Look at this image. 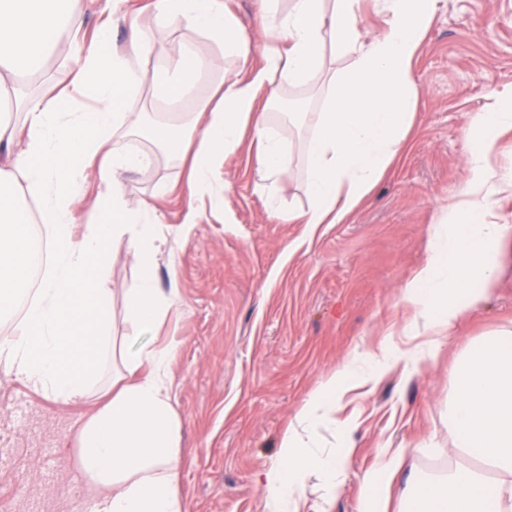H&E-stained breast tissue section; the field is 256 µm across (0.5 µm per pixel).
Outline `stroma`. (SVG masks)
<instances>
[{
	"mask_svg": "<svg viewBox=\"0 0 512 512\" xmlns=\"http://www.w3.org/2000/svg\"><path fill=\"white\" fill-rule=\"evenodd\" d=\"M245 25L252 53L247 64L222 55L220 46L183 24L143 60L147 77L131 104L133 119L181 127L188 112L160 109L154 71L181 47L217 57L192 96H212L224 70L264 66L269 37L260 19L262 0H226ZM344 61L326 46L324 71L282 95L301 111L320 109L326 72ZM419 88L415 116L401 156L361 205L341 224H291V210L307 208L306 147L310 128L295 129L269 106L271 129L291 162L277 183L261 179L256 145L244 139L221 157L229 207L200 210L187 223L191 201L186 171L142 134L127 145L154 153L152 167L127 173L124 197L148 203L159 216L166 244L156 258L158 286L176 292L155 338L169 346L172 404L180 425L179 486L185 512H263L259 473L279 464L283 432L317 385L354 352L388 351L401 365H417L412 380L388 374L374 387L342 396L336 419L319 425L314 447L327 453L353 448L342 490L325 500L308 495V512H357L365 477L380 472L394 450L405 457L391 487L390 512H410L411 488L451 471L479 467L454 444L448 409L460 362L499 331L512 329V243L499 256V274L486 301L446 337L434 355L413 363L428 336L406 329L412 315L402 293L424 264L435 222L459 199L467 177L470 117L499 99L512 98V0H438L412 65ZM170 186L155 197L157 184ZM138 271L125 250L110 256L108 286L117 342L140 344L123 319ZM101 389L60 403L0 368V512H93L94 498L73 466L77 428L101 403ZM482 468V467H479ZM488 481L498 473L482 468ZM24 477L25 497L13 494Z\"/></svg>",
	"mask_w": 512,
	"mask_h": 512,
	"instance_id": "1",
	"label": "stroma"
}]
</instances>
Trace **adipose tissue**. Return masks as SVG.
<instances>
[{
	"mask_svg": "<svg viewBox=\"0 0 512 512\" xmlns=\"http://www.w3.org/2000/svg\"><path fill=\"white\" fill-rule=\"evenodd\" d=\"M292 0L277 18L278 0H266L272 40L265 64L250 77L225 72L218 101L197 104L187 129L157 126L151 138L191 162L190 199L210 210L227 205L228 185L217 158L237 149L244 136L258 146L264 180L277 182L289 160L270 129L257 98H275L283 83L301 84L319 73L324 50L334 44L344 66L329 77L330 92L312 113L307 144V209L288 212L291 224H339L381 180L403 148L418 87L411 64L434 18L437 0H377L382 31L365 38L358 26L360 0ZM62 0H0V102L15 99L22 123L0 116V144L23 148L0 163V314L15 310L25 295L37 255L34 223L44 224L51 270L27 307L13 337L0 343V366L54 401L83 398L98 381V366L113 352L112 306L106 286L109 247L126 248L139 270L125 320L137 334L157 328L175 301L156 282L162 241L154 207L133 208L123 198L124 173L146 169L155 156L127 147L121 134L129 104L138 95L149 56L166 32L188 24L220 44L225 56L247 57L241 21L224 0H155L159 29L132 30L124 49L112 46L119 12L103 18L90 43L64 34ZM286 39L287 50L275 42ZM71 62L55 96L16 97L18 72L43 73L51 56ZM216 60L184 48L173 57L164 85L170 100L189 98L193 77ZM470 130L468 177L458 204L443 212L427 261L403 292L414 316L411 335L453 329L482 294H468L473 271L491 282L497 254L512 240V224L488 220L494 195L512 187V166L497 162L499 138L512 132V105L494 104L475 113ZM100 190L82 234L73 230V205L89 177ZM37 206L28 209L25 200ZM363 366L347 363L315 389L281 439V462L262 472L264 512H300L311 485L335 495L344 482L346 458L323 455L301 438L299 427L323 422L352 386L378 383L391 368L388 355L364 353ZM172 351L144 345L125 351L123 385L82 424L74 465L97 493V512H184L179 492V424L171 402Z\"/></svg>",
	"mask_w": 512,
	"mask_h": 512,
	"instance_id": "ef3b65f1",
	"label": "adipose tissue"
}]
</instances>
